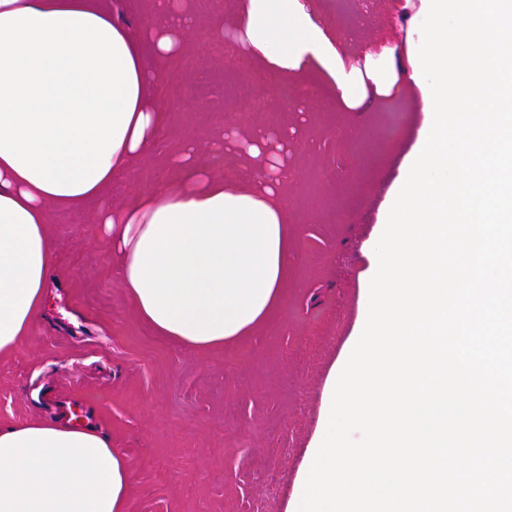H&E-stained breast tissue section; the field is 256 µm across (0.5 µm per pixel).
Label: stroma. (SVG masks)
Returning a JSON list of instances; mask_svg holds the SVG:
<instances>
[{
  "instance_id": "stroma-1",
  "label": "stroma",
  "mask_w": 512,
  "mask_h": 512,
  "mask_svg": "<svg viewBox=\"0 0 512 512\" xmlns=\"http://www.w3.org/2000/svg\"><path fill=\"white\" fill-rule=\"evenodd\" d=\"M197 23L165 61L155 96L164 114L151 153L113 182L103 204L161 192L187 142L217 130L248 139L291 133L283 195L296 228L288 294L277 315L240 344L192 352L158 336L132 308L97 222L101 204L50 210L57 263L40 316L0 355V426L55 420L66 410L120 448L129 512H289L322 425V398L362 318V245L375 232L423 122L407 80L425 17L421 0H314L336 33L345 68L373 57L398 76L404 122L384 137L386 100L367 87L346 107L317 70L284 79L239 66L219 44L238 6L194 0ZM224 14L223 31L210 19Z\"/></svg>"
}]
</instances>
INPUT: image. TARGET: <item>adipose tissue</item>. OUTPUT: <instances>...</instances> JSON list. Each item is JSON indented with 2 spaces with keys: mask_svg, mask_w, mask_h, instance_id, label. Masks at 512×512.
Wrapping results in <instances>:
<instances>
[{
  "mask_svg": "<svg viewBox=\"0 0 512 512\" xmlns=\"http://www.w3.org/2000/svg\"><path fill=\"white\" fill-rule=\"evenodd\" d=\"M138 39L107 0H0V354L35 322L57 255L48 207L102 199L156 140L163 114L142 43L158 60L181 50L190 7ZM284 78L314 65L345 102L393 82L366 60L347 71L306 0H247L235 38ZM195 143L158 195L100 213L121 281L141 320L189 351L237 344L262 328L288 286L293 214L266 185L257 139L241 143L251 174L235 187L197 164ZM122 452L91 427H0V512H128Z\"/></svg>",
  "mask_w": 512,
  "mask_h": 512,
  "instance_id": "ef3b65f1",
  "label": "adipose tissue"
}]
</instances>
